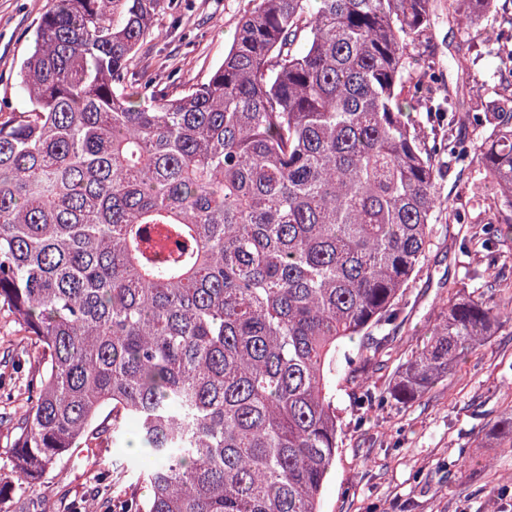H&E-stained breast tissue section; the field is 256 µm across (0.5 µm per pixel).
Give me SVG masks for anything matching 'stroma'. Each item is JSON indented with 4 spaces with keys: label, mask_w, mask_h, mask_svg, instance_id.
I'll list each match as a JSON object with an SVG mask.
<instances>
[{
    "label": "stroma",
    "mask_w": 512,
    "mask_h": 512,
    "mask_svg": "<svg viewBox=\"0 0 512 512\" xmlns=\"http://www.w3.org/2000/svg\"><path fill=\"white\" fill-rule=\"evenodd\" d=\"M52 0H0V105L23 106L26 95L19 69L33 47V30ZM172 15L158 17L153 34L135 57L143 78L182 87L204 81L232 45L238 23L252 0H174ZM428 32V43L413 48V68H423L427 52L441 64L446 87H454L452 62L458 41L444 8ZM482 227L459 224L440 213L432 244L399 302L400 314L386 330L346 342L352 364L336 374L338 416L336 466L324 488L322 512H512V442L497 427L512 413V323L495 328L457 365L448 378L405 404L389 390L403 364L426 337L439 305L473 290H492L512 301V237L498 245L497 268H488L481 246ZM382 346H375L376 338ZM23 347L19 326L0 310V417L17 418L25 402L28 365L12 368ZM374 401L358 406L361 387ZM128 464L117 483L121 495L135 473L149 469L152 457L129 446L103 458L75 451L58 476L37 492L57 502L61 490L90 491L89 478L100 467Z\"/></svg>",
    "instance_id": "35a3bbf8"
}]
</instances>
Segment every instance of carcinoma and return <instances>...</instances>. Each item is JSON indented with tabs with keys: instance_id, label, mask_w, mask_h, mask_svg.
I'll use <instances>...</instances> for the list:
<instances>
[{
	"instance_id": "obj_1",
	"label": "carcinoma",
	"mask_w": 512,
	"mask_h": 512,
	"mask_svg": "<svg viewBox=\"0 0 512 512\" xmlns=\"http://www.w3.org/2000/svg\"><path fill=\"white\" fill-rule=\"evenodd\" d=\"M257 0L207 79L171 97L134 56L172 0H54L0 111V305L39 351L11 427L30 493L129 423L148 488L107 512H320L344 342L393 324L446 155L478 168L458 224L512 222V54L493 96L460 65L407 76L435 0ZM470 51L499 0H447ZM448 113L428 145L410 113ZM512 309L450 300L390 391L426 393Z\"/></svg>"
}]
</instances>
